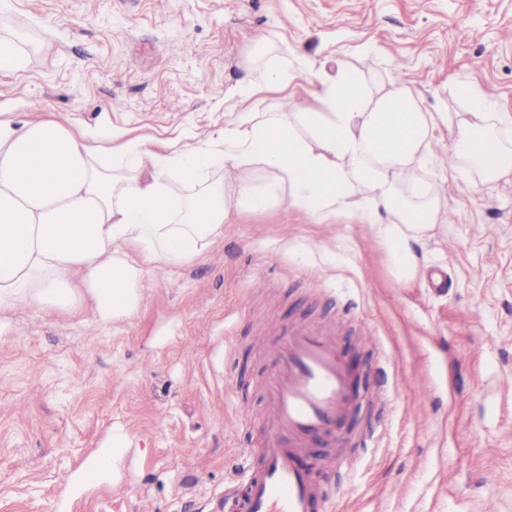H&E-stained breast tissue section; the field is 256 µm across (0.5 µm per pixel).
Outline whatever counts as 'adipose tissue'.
<instances>
[{"label": "adipose tissue", "mask_w": 512, "mask_h": 512, "mask_svg": "<svg viewBox=\"0 0 512 512\" xmlns=\"http://www.w3.org/2000/svg\"><path fill=\"white\" fill-rule=\"evenodd\" d=\"M266 53L258 43L246 107L201 144L94 142L50 113L18 125L0 118V312L30 298L64 309L85 297L98 322L112 323L138 307L152 268L200 256L223 238L232 213L283 202L321 223L356 214L408 284L445 220L434 186L407 170L434 128L447 127L451 153L483 179L512 175L501 116L473 86L458 89L470 112L456 122L421 111L402 83L374 98L368 76L343 64L316 75L311 104L290 118L262 108L264 93L288 88L278 68L263 65ZM217 160L239 170L232 188L202 184L205 165ZM125 167L134 177L122 176ZM188 186L196 194H185Z\"/></svg>", "instance_id": "1"}]
</instances>
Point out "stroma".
Masks as SVG:
<instances>
[{
  "label": "stroma",
  "instance_id": "1",
  "mask_svg": "<svg viewBox=\"0 0 512 512\" xmlns=\"http://www.w3.org/2000/svg\"><path fill=\"white\" fill-rule=\"evenodd\" d=\"M508 29L512 0H9L0 36L37 47L0 76V115L201 143L243 108L260 39L298 90L268 95L277 112L310 102L301 57L361 70L380 93L405 82L424 112L465 116L460 84L512 112ZM434 137L417 168L448 222L409 286L358 217L277 204L151 270L111 324L84 302L1 312L0 512H232L239 451L265 434L267 326L320 320L338 324L354 390L393 394L308 448L332 512H512V180L469 176L447 128ZM92 455L109 465L86 472Z\"/></svg>",
  "mask_w": 512,
  "mask_h": 512
}]
</instances>
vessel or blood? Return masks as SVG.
Masks as SVG:
<instances>
[{
	"label": "vessel or blood",
	"mask_w": 512,
	"mask_h": 512,
	"mask_svg": "<svg viewBox=\"0 0 512 512\" xmlns=\"http://www.w3.org/2000/svg\"><path fill=\"white\" fill-rule=\"evenodd\" d=\"M263 386L269 398L258 454L243 450L240 512H312L321 497L300 459L311 442L336 430L360 403L338 356L334 324L293 322L274 328ZM258 465H251V457Z\"/></svg>",
	"instance_id": "1"
}]
</instances>
